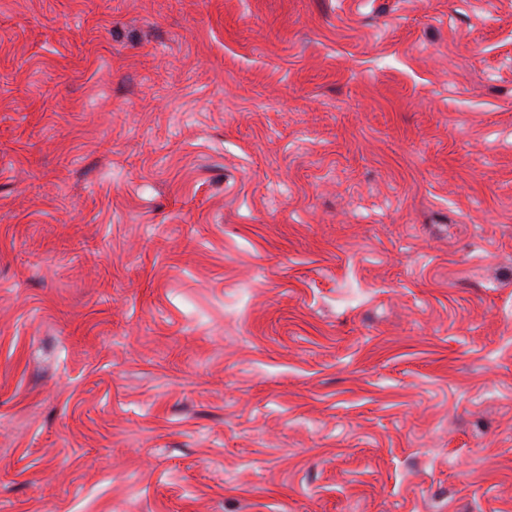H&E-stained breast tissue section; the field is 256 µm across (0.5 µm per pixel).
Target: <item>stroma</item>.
<instances>
[{
    "instance_id": "obj_1",
    "label": "stroma",
    "mask_w": 512,
    "mask_h": 512,
    "mask_svg": "<svg viewBox=\"0 0 512 512\" xmlns=\"http://www.w3.org/2000/svg\"><path fill=\"white\" fill-rule=\"evenodd\" d=\"M0 512H512V0H0Z\"/></svg>"
}]
</instances>
